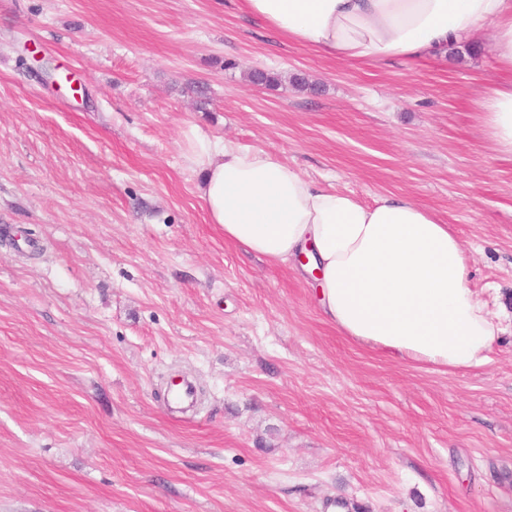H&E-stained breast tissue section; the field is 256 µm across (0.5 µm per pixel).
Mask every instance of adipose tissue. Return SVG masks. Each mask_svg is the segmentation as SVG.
<instances>
[{
    "label": "adipose tissue",
    "instance_id": "obj_1",
    "mask_svg": "<svg viewBox=\"0 0 512 512\" xmlns=\"http://www.w3.org/2000/svg\"><path fill=\"white\" fill-rule=\"evenodd\" d=\"M288 40L351 63H415L460 40L491 49L503 77L477 107L498 153L512 156V0H244ZM184 137L198 196L225 241L273 265L306 256L324 317L368 347L449 370L484 364L503 331L468 286L458 237L406 196L375 205L315 186L270 151L233 147L197 127Z\"/></svg>",
    "mask_w": 512,
    "mask_h": 512
}]
</instances>
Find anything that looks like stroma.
Wrapping results in <instances>:
<instances>
[{"mask_svg":"<svg viewBox=\"0 0 512 512\" xmlns=\"http://www.w3.org/2000/svg\"><path fill=\"white\" fill-rule=\"evenodd\" d=\"M501 77L467 40L326 58L242 0H0V512H512V327L461 371L340 334L209 223L182 142L414 198L512 316V158L474 104Z\"/></svg>","mask_w":512,"mask_h":512,"instance_id":"stroma-1","label":"stroma"}]
</instances>
